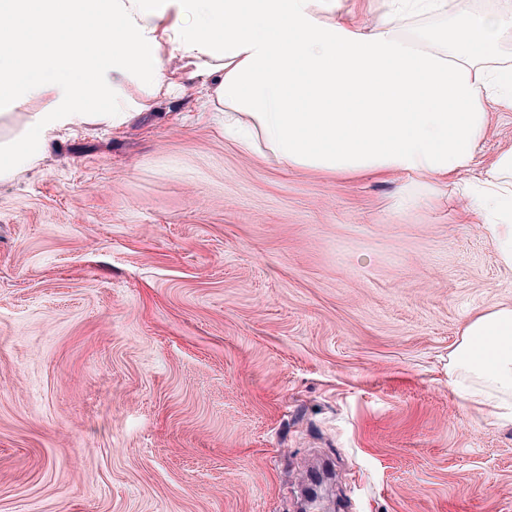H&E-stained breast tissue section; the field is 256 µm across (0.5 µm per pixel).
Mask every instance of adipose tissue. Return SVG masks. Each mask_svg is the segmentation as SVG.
I'll list each match as a JSON object with an SVG mask.
<instances>
[{
  "label": "adipose tissue",
  "mask_w": 512,
  "mask_h": 512,
  "mask_svg": "<svg viewBox=\"0 0 512 512\" xmlns=\"http://www.w3.org/2000/svg\"><path fill=\"white\" fill-rule=\"evenodd\" d=\"M342 9L343 0H0V112L43 103L0 141V183L34 168L54 131L116 125L168 93L170 47L181 77L223 114L226 139L247 151L263 145L294 168L458 178L512 266V148L480 182L460 178L491 110L512 112V0L461 14L447 0H387L371 24ZM410 15L438 26H407ZM111 83L139 94L108 95ZM105 96L108 110L80 107ZM448 388L512 424V305L469 314L448 358Z\"/></svg>",
  "instance_id": "adipose-tissue-1"
}]
</instances>
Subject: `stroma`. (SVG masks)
Masks as SVG:
<instances>
[{
    "label": "stroma",
    "mask_w": 512,
    "mask_h": 512,
    "mask_svg": "<svg viewBox=\"0 0 512 512\" xmlns=\"http://www.w3.org/2000/svg\"><path fill=\"white\" fill-rule=\"evenodd\" d=\"M512 147L492 112L469 171ZM512 302L452 185L225 141L197 88L0 184V512H512V426L448 389Z\"/></svg>",
    "instance_id": "35a3bbf8"
}]
</instances>
